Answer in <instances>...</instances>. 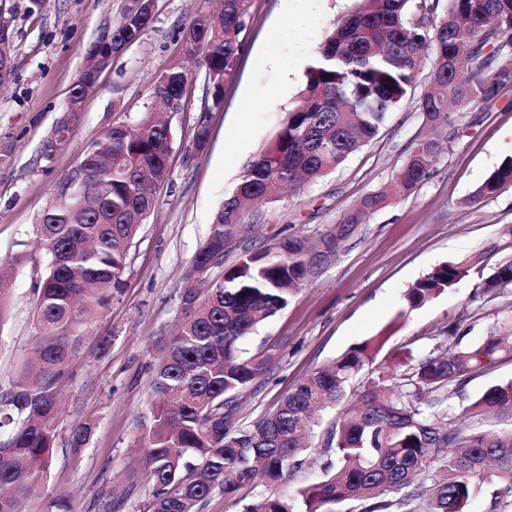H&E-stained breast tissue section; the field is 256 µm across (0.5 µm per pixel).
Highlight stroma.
<instances>
[{
	"label": "stroma",
	"instance_id": "1",
	"mask_svg": "<svg viewBox=\"0 0 512 512\" xmlns=\"http://www.w3.org/2000/svg\"><path fill=\"white\" fill-rule=\"evenodd\" d=\"M355 0H252L224 107L208 117L209 139L195 147L204 96L202 73L169 113L170 177L141 224L126 259L124 285L72 363L49 466L36 475L28 512H48V492L69 495L74 512H147L139 416L151 397L152 367L178 316L182 277L205 243L244 163L276 137L297 105L306 70ZM123 0H0L15 17L14 75L0 87V258L13 261L8 312L0 321V387L18 376L36 333V299L46 258L35 226L57 199L59 179L106 127L130 125L152 107L151 83L181 52L180 32L214 0H157L153 22L113 58L73 123L69 144L52 159L42 148L64 114L100 29ZM412 91L379 135L335 172L297 197L246 214L248 239L262 245L290 231L313 237L388 183L422 129ZM512 139V86L491 103L459 114L448 147L418 190L361 224L339 258L262 327L252 352L272 356L268 379L242 395V415L272 413L288 389L366 338L380 337L379 366L390 371L429 354L440 342L471 344L512 319V288L483 295L482 278L512 258V186L481 202L471 196L497 168ZM478 269L423 307L406 311L404 294L448 261ZM92 428L87 446H70L72 426Z\"/></svg>",
	"mask_w": 512,
	"mask_h": 512
}]
</instances>
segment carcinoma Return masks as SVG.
<instances>
[{"label":"carcinoma","instance_id":"cac0c4a2","mask_svg":"<svg viewBox=\"0 0 512 512\" xmlns=\"http://www.w3.org/2000/svg\"><path fill=\"white\" fill-rule=\"evenodd\" d=\"M153 0H124L112 25V50L92 44V68L107 70L117 51L134 44L153 21ZM251 0H223L216 14L200 13L182 31V57L152 82L154 102L183 94L190 61L204 68V106L196 146L208 137V115L221 109L216 88L232 75L250 17ZM512 0H356L306 71L300 103L287 113L273 142L243 166L236 190L210 225L179 295V328L165 338L143 413L149 512H204L211 496L240 495L257 484L286 482L303 464L307 439L324 412L322 477L288 496L262 495L243 512H335L347 500L362 512H465L488 495V512L512 504V430L485 429L491 418H512V379L464 404L466 386L512 358V322L489 329L474 345L437 346L400 371L378 374L356 398L353 380L374 364L382 343L373 336L330 366L295 383L269 415L246 422L239 395L271 372L272 356L244 342L338 257L366 218L414 193L447 149L442 130L461 111L494 101L512 85ZM430 61L419 102L423 130L386 186L315 238L278 235L244 247L232 265L215 262L224 243L244 236L245 206L276 203L287 192L333 173L374 139ZM95 87L82 72L71 96ZM59 123L44 148L70 140ZM171 130L148 111L134 126L118 125L81 152L83 178L66 204L46 208L36 225L48 257L37 288V333L18 380L0 389V512H26L33 475L55 447L58 402L71 363L96 319L123 285L128 250L169 179ZM512 186V156L472 196L473 202ZM471 271L443 263L405 295L417 309ZM512 286V259L481 283L490 293ZM11 291L9 264L0 262V322Z\"/></svg>","mask_w":512,"mask_h":512}]
</instances>
